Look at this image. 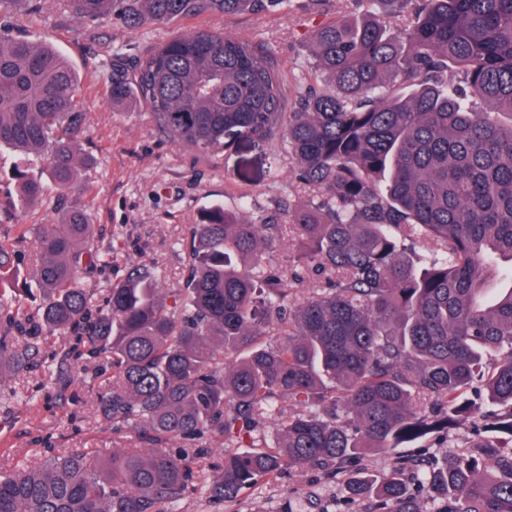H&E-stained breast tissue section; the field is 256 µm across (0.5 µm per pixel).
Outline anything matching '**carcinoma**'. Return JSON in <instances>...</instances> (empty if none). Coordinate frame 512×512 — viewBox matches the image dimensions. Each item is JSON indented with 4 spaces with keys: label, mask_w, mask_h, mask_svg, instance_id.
<instances>
[{
    "label": "carcinoma",
    "mask_w": 512,
    "mask_h": 512,
    "mask_svg": "<svg viewBox=\"0 0 512 512\" xmlns=\"http://www.w3.org/2000/svg\"><path fill=\"white\" fill-rule=\"evenodd\" d=\"M84 23L164 24L264 13L285 0H66ZM384 16L340 15L312 39L309 91L284 111V78L264 49L211 30L172 37L131 63L112 61V107L145 106L177 144L209 154L241 139L284 152L306 203L276 200L260 223L215 204L182 244L186 274L162 295L157 269L134 265L92 301L83 275L112 263L78 187L85 120L75 70L47 41L0 26V148L19 155L14 206L52 198L51 224H17L0 239V276L34 237L28 291L38 319L0 287L6 329L0 378L32 346L9 333L34 325L73 336L79 356L112 360L104 415L150 448L73 453L0 473V512H164L193 478V457L167 451L224 437L226 501L288 467L347 469L448 436L478 407L482 383L506 410L466 453L403 462L382 479L349 472L369 512H512V0H382ZM36 0H0V15ZM399 21L390 31L388 20ZM458 68L448 82V68ZM508 111L511 123L501 122ZM37 164L41 176H30ZM319 285L289 309L292 283L273 264L288 228ZM509 288L491 300L493 269ZM172 304H167V300ZM288 398L293 411L277 407ZM273 420V441L258 428Z\"/></svg>",
    "instance_id": "cac0c4a2"
}]
</instances>
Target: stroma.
<instances>
[{"label": "stroma", "instance_id": "stroma-1", "mask_svg": "<svg viewBox=\"0 0 512 512\" xmlns=\"http://www.w3.org/2000/svg\"><path fill=\"white\" fill-rule=\"evenodd\" d=\"M380 12L378 0H289L266 14L205 15L167 24L129 27L118 21L86 25L65 0H41L37 12L16 17L31 38L49 40L75 68L86 102L80 140L84 164L80 182L96 188L90 222L100 249L119 248L120 257L90 274L88 285L100 290L120 282L130 266L147 264L164 272L163 290L179 286L186 241L202 208L215 203L244 204L243 215L255 221L272 207L276 189L293 203L306 198L297 169L288 156H274L248 141L204 156L173 143L144 107L115 109L107 92L112 84V57L132 59L149 54L166 39L202 28L260 44L285 80V107L313 83L309 46L314 31L336 13ZM16 157L0 150V238L13 235L17 222L49 224L57 213L52 202L22 214L13 210ZM71 337L39 342L23 370L0 383V472L40 465L45 457L80 451L108 455L138 443L136 434L117 430L100 413L99 384L112 375L109 361L82 364L73 355ZM479 437L476 422L465 419L448 439L431 437L392 452L368 451L361 466L371 474H390L401 462L429 455L442 458L465 451ZM194 477L166 512H363L364 502L350 500L345 472L284 468L277 478H259L237 500L224 502L212 485L224 472V439L205 436Z\"/></svg>", "mask_w": 512, "mask_h": 512}]
</instances>
